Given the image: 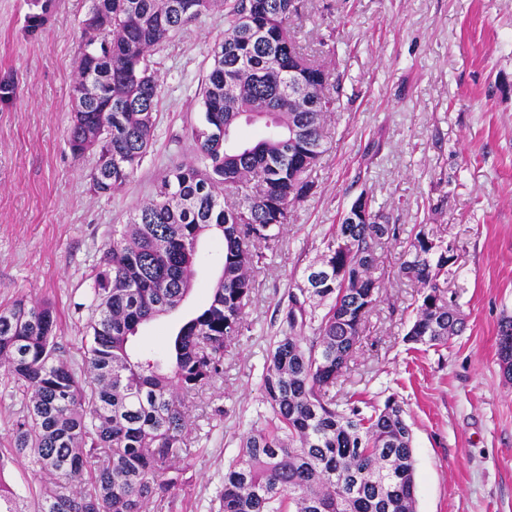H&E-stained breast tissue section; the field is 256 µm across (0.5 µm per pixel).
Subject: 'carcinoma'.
<instances>
[{
    "instance_id": "cac0c4a2",
    "label": "carcinoma",
    "mask_w": 512,
    "mask_h": 512,
    "mask_svg": "<svg viewBox=\"0 0 512 512\" xmlns=\"http://www.w3.org/2000/svg\"><path fill=\"white\" fill-rule=\"evenodd\" d=\"M215 0H92L99 23L83 29L69 143L77 157L98 143L91 189L124 186L153 143L161 85L150 52L211 11ZM292 0H235L202 91V118L191 131L198 164L174 166L153 199L138 207L103 253L88 299L85 367L58 342L48 304L0 308V362L25 398L5 461L26 459L49 480L27 486L34 512H147L180 476L191 447L179 398L192 399L224 374V355L251 330L244 318L262 242L287 223L288 210L313 190L308 172L322 154V124L335 100L327 71L297 45ZM313 90L316 109L289 102ZM265 135L230 146L240 121ZM242 194L224 205V190ZM223 237L221 274L211 297L168 341L162 357L130 349L141 326L167 315L189 294L200 236ZM398 227L369 210L342 218L319 260L289 295L261 378L266 412L224 468L218 512H416L412 430L392 398L364 412L330 388L349 369L362 326L379 299L377 246ZM444 242L410 234L399 272L422 291L407 340L439 346L466 329L448 302ZM498 354L512 378V318L498 330ZM21 494L0 482V512H22Z\"/></svg>"
}]
</instances>
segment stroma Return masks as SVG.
<instances>
[{
	"mask_svg": "<svg viewBox=\"0 0 512 512\" xmlns=\"http://www.w3.org/2000/svg\"><path fill=\"white\" fill-rule=\"evenodd\" d=\"M295 39L330 71L337 107L324 152L278 239L263 246L246 308L254 329L224 357V375L189 405L199 437L160 512H208L246 423L262 411L261 375L288 293L323 237L359 196L397 239L378 254L379 303L350 371L333 392L369 404L395 397L413 433L417 512H512V380L497 334L512 316V0H299ZM90 0H0V307L51 304L66 356L82 366L87 292L112 231L165 171L195 159L200 85L224 38L225 7L152 55L161 76L153 145L130 181L95 194V154L75 158L68 128ZM457 257L448 295L468 323L443 347L406 342L417 288L397 277L413 226ZM220 236L198 245L197 274L175 312L134 346L160 351L204 307L221 269Z\"/></svg>",
	"mask_w": 512,
	"mask_h": 512,
	"instance_id": "1",
	"label": "stroma"
}]
</instances>
